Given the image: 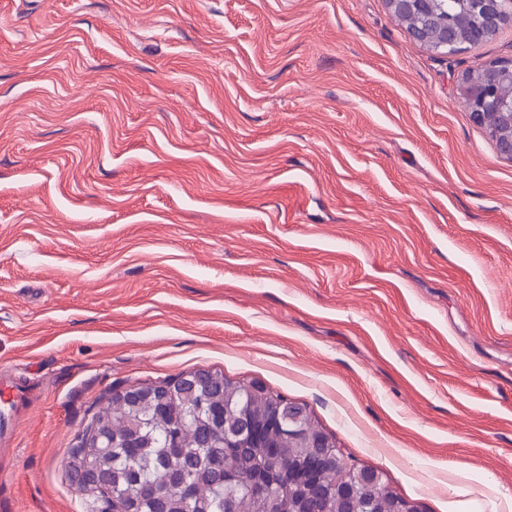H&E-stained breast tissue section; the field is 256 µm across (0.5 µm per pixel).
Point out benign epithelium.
<instances>
[{
    "instance_id": "7a95c632",
    "label": "benign epithelium",
    "mask_w": 512,
    "mask_h": 512,
    "mask_svg": "<svg viewBox=\"0 0 512 512\" xmlns=\"http://www.w3.org/2000/svg\"><path fill=\"white\" fill-rule=\"evenodd\" d=\"M436 0H387L394 18L410 15H425L430 19L432 37L429 41L436 50H459L461 40L466 38L472 44L479 43L484 37L483 28L472 22L471 15L478 14L486 24L496 28L504 16L512 14V0H463L468 8L460 10L453 24L439 18L433 9ZM512 83V60L496 62L488 67L479 79L462 78L459 85V99L471 113L473 120L483 126L495 141L500 157L512 162V100H505L497 93L498 86L504 82ZM308 410L300 403L290 399L279 401L278 423L288 438L300 440L306 435ZM69 467L78 471L80 477L73 484L82 495H94L98 492L95 474L81 457H69ZM381 475L373 471H364L349 476L344 492L350 493L356 483L372 485L381 483Z\"/></svg>"
}]
</instances>
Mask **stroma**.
<instances>
[{"label":"stroma","mask_w":512,"mask_h":512,"mask_svg":"<svg viewBox=\"0 0 512 512\" xmlns=\"http://www.w3.org/2000/svg\"><path fill=\"white\" fill-rule=\"evenodd\" d=\"M386 0H0V496L90 512L97 401L307 406L421 512H512V161Z\"/></svg>","instance_id":"obj_1"}]
</instances>
